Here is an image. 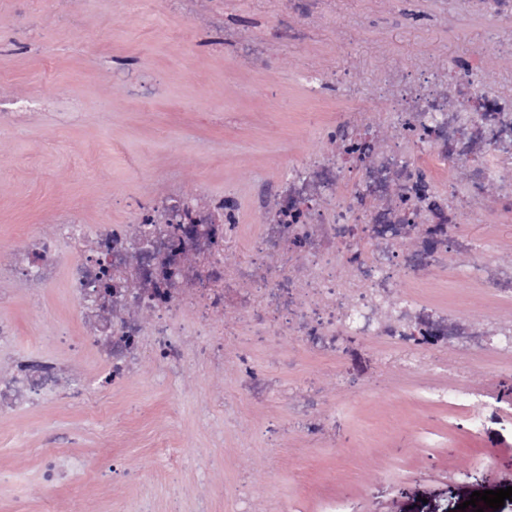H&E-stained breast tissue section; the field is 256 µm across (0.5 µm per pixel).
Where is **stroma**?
<instances>
[{
    "label": "stroma",
    "instance_id": "obj_1",
    "mask_svg": "<svg viewBox=\"0 0 512 512\" xmlns=\"http://www.w3.org/2000/svg\"><path fill=\"white\" fill-rule=\"evenodd\" d=\"M284 17L291 36L261 59L224 37ZM453 59L477 61V86L512 96V0L495 13L480 0H194L189 12L182 0H0V246L73 211L113 224L136 194L203 187L235 199L243 240L225 261H245L261 230L254 192L287 180L289 161L330 150L324 123L352 112L392 139L379 85L447 73ZM310 72L356 92L319 98ZM454 232L478 243L476 260L512 265V224L495 211ZM68 286L65 261L39 298L24 281L0 284V319L18 328L0 346V374L32 356L74 366L84 392L0 416V512H327L334 501L457 512L472 492L512 486V356L492 346L409 368L373 336L342 337L332 362L282 337L252 349L272 383L258 400L230 360L217 376L147 361L112 385L95 348L57 341L81 331ZM393 289L459 308L476 330L488 316L512 325V297L459 272L421 286L400 275ZM306 383L333 420L328 442L289 408L286 391ZM155 433L171 453L151 447ZM52 442L86 474L45 484Z\"/></svg>",
    "mask_w": 512,
    "mask_h": 512
}]
</instances>
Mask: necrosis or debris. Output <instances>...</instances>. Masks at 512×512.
Returning a JSON list of instances; mask_svg holds the SVG:
<instances>
[{
  "mask_svg": "<svg viewBox=\"0 0 512 512\" xmlns=\"http://www.w3.org/2000/svg\"><path fill=\"white\" fill-rule=\"evenodd\" d=\"M476 70L452 61L444 77L385 80L394 143L339 114L331 153L293 167L273 196L254 199L262 232L243 263L224 261L242 235L232 202L173 191L131 198L118 224L66 215L50 235L29 226L0 248V282L19 278L43 291L55 279L59 242L69 243L70 295L82 321L70 346L96 348L113 382L136 376L148 354L173 371L191 362L209 372L231 356L242 383L261 386L246 348L227 351L233 334L285 336L320 357L335 355L345 334L382 339L409 363L488 343L512 353V330L472 331L458 310L398 299L392 289L397 274L422 284L454 256L475 253L452 233L458 216L482 221L494 202L512 217V180L500 173L501 158L512 157V98L476 88ZM434 160L467 168L444 196L430 175ZM230 308L239 317L228 322ZM186 321L203 330V343L179 339ZM72 379L66 365L14 360L11 377L0 378V413L71 394Z\"/></svg>",
  "mask_w": 512,
  "mask_h": 512,
  "instance_id": "4bbe7bcc",
  "label": "necrosis or debris"
}]
</instances>
